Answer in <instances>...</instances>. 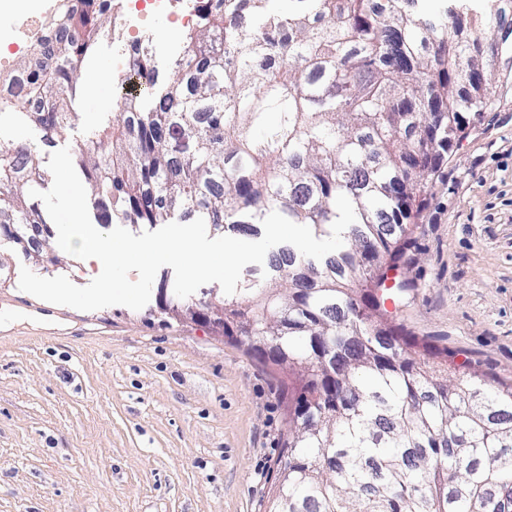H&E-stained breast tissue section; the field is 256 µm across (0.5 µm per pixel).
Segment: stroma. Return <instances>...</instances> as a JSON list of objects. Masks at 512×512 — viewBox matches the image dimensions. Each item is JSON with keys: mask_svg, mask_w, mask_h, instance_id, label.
Wrapping results in <instances>:
<instances>
[{"mask_svg": "<svg viewBox=\"0 0 512 512\" xmlns=\"http://www.w3.org/2000/svg\"><path fill=\"white\" fill-rule=\"evenodd\" d=\"M181 26L151 19L160 73ZM104 39L81 68V120L46 142L0 118V143L77 151L112 115L95 81L121 58ZM408 291L385 296L418 346L512 381V91L435 173L417 220ZM43 269L0 247V512H265L300 390L265 354L156 302L80 311L18 287Z\"/></svg>", "mask_w": 512, "mask_h": 512, "instance_id": "stroma-1", "label": "stroma"}]
</instances>
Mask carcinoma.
<instances>
[{
    "instance_id": "carcinoma-1",
    "label": "carcinoma",
    "mask_w": 512,
    "mask_h": 512,
    "mask_svg": "<svg viewBox=\"0 0 512 512\" xmlns=\"http://www.w3.org/2000/svg\"><path fill=\"white\" fill-rule=\"evenodd\" d=\"M195 0L182 54L158 80L149 44L120 81L118 112L73 158L97 222L154 228L180 212L257 236L277 211L330 236L346 195L356 221L320 260L288 244L240 278L224 335L275 347L300 377L268 512H512V384L415 349L381 298L402 278L442 155L504 87L512 0ZM27 95L0 101L44 139L79 119L78 71L112 35V0H59ZM39 152L0 144L4 241L58 266L52 221L29 195Z\"/></svg>"
}]
</instances>
